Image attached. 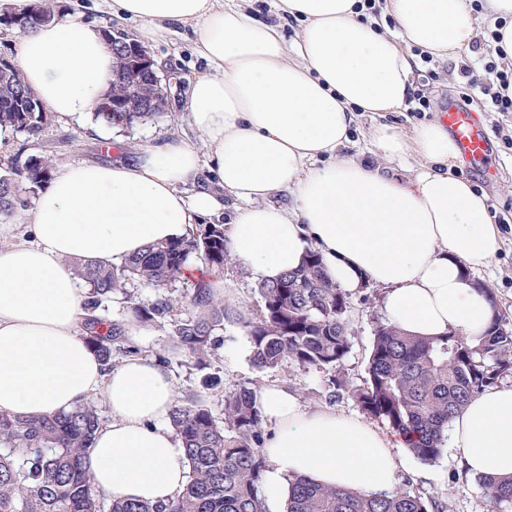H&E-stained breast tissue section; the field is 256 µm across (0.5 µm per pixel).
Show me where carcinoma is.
I'll list each match as a JSON object with an SVG mask.
<instances>
[{"instance_id": "obj_1", "label": "carcinoma", "mask_w": 512, "mask_h": 512, "mask_svg": "<svg viewBox=\"0 0 512 512\" xmlns=\"http://www.w3.org/2000/svg\"><path fill=\"white\" fill-rule=\"evenodd\" d=\"M63 13L59 0H40L39 12L26 29L56 21ZM42 102L23 82L17 68L0 71V130L40 135L52 121L50 112H32ZM163 112H101L95 120L130 128ZM56 161L49 155L13 158L0 175V217L29 206L25 198L50 181ZM199 254L220 273L231 260L224 225L199 224L178 240L151 243L120 264L76 261L78 275L89 286L87 315L81 326L86 340L107 367L114 356L137 353L126 324L109 323L97 314L112 294L130 280L165 288L182 275L188 256ZM263 308L258 319L238 314L260 369L288 365L334 367L348 354V293L309 252L301 265L274 282L259 283ZM190 304L195 314L178 317L182 298L163 293L149 304L130 306L144 323L170 326V336L195 366H209L216 333L229 312L224 299L206 281L193 285ZM512 371V329L495 316L484 336L414 337L386 323L375 330L365 386L354 393L360 409L386 420L407 439L409 451L423 462L442 451L448 421L476 394ZM189 463L184 493L166 504L125 498L104 502L95 490L90 451L100 424L94 401L66 413L16 416L0 413V512H266L261 495L265 459L260 444L263 418L257 391L243 388L224 396V426L213 418L196 393L180 398L169 415ZM494 510L512 505V477H481ZM285 512H440L405 488L389 494H365L324 487L296 477L291 481Z\"/></svg>"}]
</instances>
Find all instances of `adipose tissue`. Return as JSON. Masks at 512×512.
Returning a JSON list of instances; mask_svg holds the SVG:
<instances>
[{"mask_svg":"<svg viewBox=\"0 0 512 512\" xmlns=\"http://www.w3.org/2000/svg\"><path fill=\"white\" fill-rule=\"evenodd\" d=\"M278 0L300 25L256 22L248 0H112L115 18L142 23L143 43L169 24L191 25L205 72L183 104L197 141L173 136L134 160L64 166L25 219L28 239L0 248V412L45 415L100 396L108 412L90 452L98 492L168 503L189 466L166 420L175 399L168 372L148 357L106 368L80 331L87 295L70 260L116 264L150 243L186 236L239 202L225 225L236 262L274 281L316 251L326 274L354 292L382 286L388 321L412 336L448 331L476 338L495 310L472 273L501 240L486 198L454 171L459 150L433 120L405 133L381 123L373 158L343 154L361 112H399L413 87L411 47L443 57L468 48L484 24L501 23L512 60V0ZM393 18V33L380 30ZM15 64L54 114L95 112L116 59L95 24H42L19 37ZM414 162L396 179L386 163ZM208 171L213 189L195 184ZM288 191L291 207L270 204ZM265 502L282 512L300 476L351 491L387 493L401 465L386 435L366 421L308 409L287 387L265 388ZM452 448L473 475L512 476V387L491 386L448 423Z\"/></svg>","mask_w":512,"mask_h":512,"instance_id":"adipose-tissue-1","label":"adipose tissue"}]
</instances>
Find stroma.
<instances>
[{
  "label": "stroma",
  "instance_id": "obj_1",
  "mask_svg": "<svg viewBox=\"0 0 512 512\" xmlns=\"http://www.w3.org/2000/svg\"><path fill=\"white\" fill-rule=\"evenodd\" d=\"M67 18H78L101 27L138 35L140 21H117L112 16L110 0H61ZM153 59L160 63L159 73L168 85L169 100L165 114L156 120L130 129L111 128L96 122L93 116L55 118L33 140L26 134L6 131L0 133V169L18 152L56 155L57 165L82 161L109 162L116 158L132 159L143 145L179 135L195 139L196 134L184 113L177 107L189 82L204 71L205 63L194 51V33L190 26L172 25L169 34L149 45ZM485 41H478L459 55L418 63L414 70L415 87L423 88L431 100L427 112L403 110L377 117L363 114L353 128L349 152H369V133L377 122L383 121L403 129L437 119L441 109L451 101H460L467 80L462 65H477L480 55L487 53ZM480 118L489 134L490 161L486 164L460 160L459 177L469 181L486 196L491 217L512 216V112H484ZM502 246L490 263L474 272V279L492 288L500 313L512 326V223L499 225ZM224 279L231 285L229 304L238 311L258 316L261 298L258 279L237 263L224 268ZM383 290L369 283L350 293L351 349L340 364L333 368L291 366L285 369L261 370L252 362V346L238 322L226 320L216 335L215 355L208 370L197 369L184 352L175 349L167 329L149 325L144 336L136 339L140 355H164L177 394L200 391L216 421L224 419V397L241 388L264 390L271 384H283L294 391L307 408L327 407L354 416H361L353 392L362 388L367 378V366L377 325L386 316L381 307ZM220 377L218 387L204 386L206 376ZM343 380V389H334L332 379ZM403 460L396 474V486L407 488L424 500L441 503L445 512H489L490 503L475 476L462 468L451 447H444L440 457L425 463L408 449H400Z\"/></svg>",
  "mask_w": 512,
  "mask_h": 512
}]
</instances>
